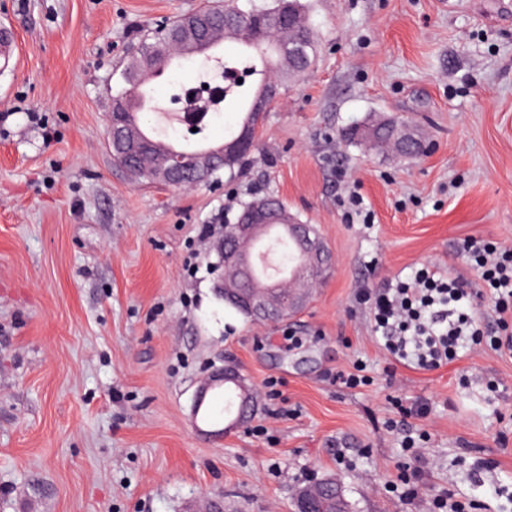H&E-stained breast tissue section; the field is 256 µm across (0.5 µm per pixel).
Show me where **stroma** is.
Returning <instances> with one entry per match:
<instances>
[{
	"instance_id": "obj_1",
	"label": "stroma",
	"mask_w": 512,
	"mask_h": 512,
	"mask_svg": "<svg viewBox=\"0 0 512 512\" xmlns=\"http://www.w3.org/2000/svg\"><path fill=\"white\" fill-rule=\"evenodd\" d=\"M208 0H0V512H290L333 475L351 512H434L442 493L512 512V359L485 347L416 370L388 359L359 295L436 264L468 280L483 237L512 247V0H304L311 73L269 105L231 179L134 183L106 119L119 74L158 24ZM405 119L412 159L347 143L349 125ZM363 196L370 224L341 205ZM276 194L316 225L333 267L278 323L225 306L214 243L241 203ZM362 363L368 382L337 371ZM234 365L252 418L197 436L199 382ZM410 419L425 466L387 423Z\"/></svg>"
}]
</instances>
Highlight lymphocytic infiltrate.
<instances>
[{"mask_svg": "<svg viewBox=\"0 0 512 512\" xmlns=\"http://www.w3.org/2000/svg\"><path fill=\"white\" fill-rule=\"evenodd\" d=\"M464 257L494 299V327L476 323L472 291L464 282L436 266L417 269L365 297L373 310L374 335L398 361L429 370L453 360L468 341L512 358V249L471 238Z\"/></svg>", "mask_w": 512, "mask_h": 512, "instance_id": "f902f5d3", "label": "lymphocytic infiltrate"}]
</instances>
